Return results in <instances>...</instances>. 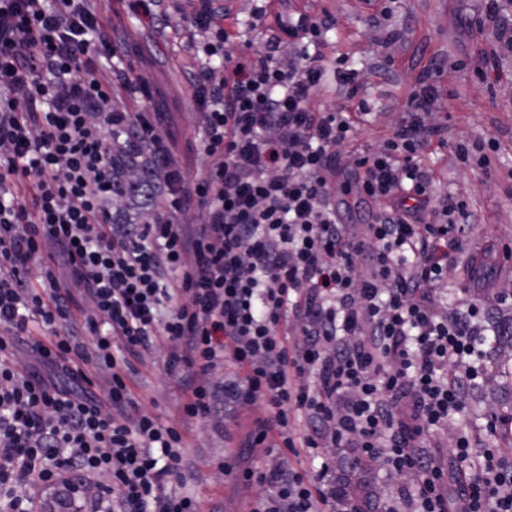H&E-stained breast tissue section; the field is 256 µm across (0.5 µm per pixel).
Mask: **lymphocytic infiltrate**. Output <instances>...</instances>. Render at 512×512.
<instances>
[{
    "label": "lymphocytic infiltrate",
    "instance_id": "obj_1",
    "mask_svg": "<svg viewBox=\"0 0 512 512\" xmlns=\"http://www.w3.org/2000/svg\"><path fill=\"white\" fill-rule=\"evenodd\" d=\"M94 2L0 0V512H42L39 492L55 485L85 512H199L169 489L188 470L182 431L132 389L133 359L159 339L183 416L260 401L253 441L319 460L311 477L245 468L268 488L250 512H512V460L488 444L496 425L484 443L460 429L445 454L437 441L466 415L491 338L512 339V298L436 308L468 227L451 196L420 220L433 85L382 151L357 159L358 193L388 205L356 234L334 204L336 147L355 125L310 105L326 67L309 47L329 19H289L236 62L229 7L192 0L204 131L189 182L155 131L149 83L125 76L141 103L131 112L99 80L126 46ZM284 43L297 54L280 56ZM291 319L293 343L281 334ZM229 364L234 377L214 383ZM62 374L106 386L78 392ZM371 461L398 480L384 498L356 500L331 476Z\"/></svg>",
    "mask_w": 512,
    "mask_h": 512
}]
</instances>
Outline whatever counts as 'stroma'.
Masks as SVG:
<instances>
[{
  "instance_id": "35a3bbf8",
  "label": "stroma",
  "mask_w": 512,
  "mask_h": 512,
  "mask_svg": "<svg viewBox=\"0 0 512 512\" xmlns=\"http://www.w3.org/2000/svg\"><path fill=\"white\" fill-rule=\"evenodd\" d=\"M261 3L237 0L225 18L233 56L254 57L272 39L271 29L254 23L253 11ZM97 6L122 30L134 51L130 63L147 77L156 109L166 115L158 134L176 141L179 160L188 176H195L193 150L203 134V120L188 79V21L172 13L152 23L124 11L119 0H98ZM308 6L313 14L335 19L321 50L328 58H344L351 73L347 84L327 74L313 98L314 108L349 112L363 101L369 110L359 119L353 140L338 147L343 171L336 179V208L343 223H369L380 208L355 192L353 153L383 148L394 128L408 119L416 82L431 77L440 93L431 120L443 131L421 164L433 176L435 196L454 194L467 202L457 221L469 227L451 261L440 305L451 312L460 306L464 267L474 256L481 259L488 280L512 289V51L503 47L494 25L485 19V0H395L391 13L374 17L358 0H308ZM492 55L498 59L496 69L484 71V61ZM490 139L497 144L491 174L482 173L473 161L458 160L457 143ZM167 353V343L160 341L134 362L133 391L162 422L188 434L185 455L192 471L179 492L194 496L201 512H249L261 488L243 478L244 467L283 464L266 444L245 445L254 421L265 414L263 406L226 411L207 422L184 419L180 384L165 370ZM469 405L467 423L476 431L493 415L512 412V346L502 344L491 351L486 380L471 392Z\"/></svg>"
}]
</instances>
